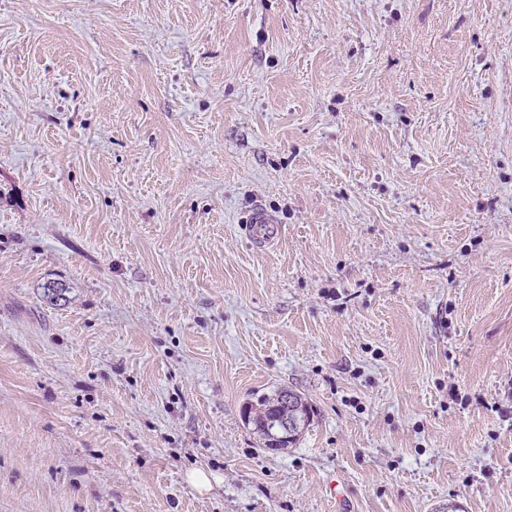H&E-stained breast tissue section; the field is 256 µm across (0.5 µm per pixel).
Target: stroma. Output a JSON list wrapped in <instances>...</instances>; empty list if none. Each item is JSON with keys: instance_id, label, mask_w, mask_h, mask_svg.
I'll return each mask as SVG.
<instances>
[{"instance_id": "stroma-1", "label": "stroma", "mask_w": 512, "mask_h": 512, "mask_svg": "<svg viewBox=\"0 0 512 512\" xmlns=\"http://www.w3.org/2000/svg\"><path fill=\"white\" fill-rule=\"evenodd\" d=\"M0 512H512V0H0ZM275 219L265 210L257 208L252 211L245 224L247 237L251 238L259 247H265L273 235ZM293 393L299 399L301 403V414L303 416V427L302 430L310 423L311 421V414L313 412L312 406L308 404L302 397L290 390H278L274 395L266 396L263 395L260 398H258L257 403L255 405L247 406V411L249 412V418L250 423L253 426V430L255 433L258 434V436L263 441V445L265 448H271V446L268 445L266 442L267 440V427L269 423L270 428L272 424H270L271 421H273L276 416L278 409L271 408L272 405H274L278 399V397H281L283 393ZM298 430L300 432L298 420L295 419V417H288V413H286L284 415V417L281 418L280 420L274 422V426H273L272 430L270 431V433L273 437V440H274L273 442L274 443L280 442L281 444L285 445L280 448H275L274 450L287 449L288 441L290 439L294 438L292 443H294L297 440V437L299 436L298 435L299 432H297Z\"/></svg>"}]
</instances>
